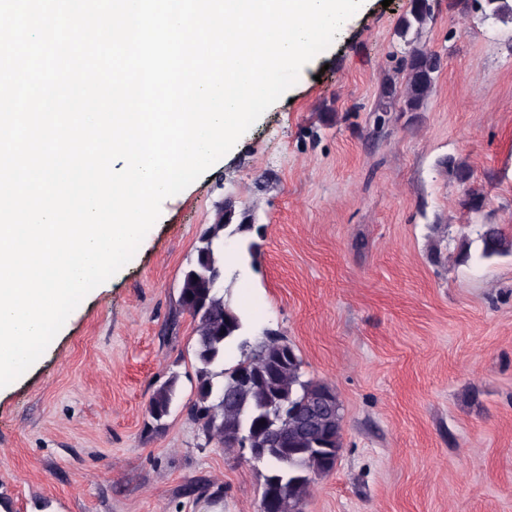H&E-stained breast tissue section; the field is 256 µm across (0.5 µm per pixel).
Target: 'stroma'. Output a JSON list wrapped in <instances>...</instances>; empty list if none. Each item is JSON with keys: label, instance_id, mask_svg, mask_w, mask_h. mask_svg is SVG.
<instances>
[{"label": "stroma", "instance_id": "obj_1", "mask_svg": "<svg viewBox=\"0 0 512 512\" xmlns=\"http://www.w3.org/2000/svg\"><path fill=\"white\" fill-rule=\"evenodd\" d=\"M364 0L225 156L167 198L132 260L0 391V512H258L264 466L205 445L195 323L178 284L226 198L261 227L256 263L224 256L251 344L285 337L343 407V450L303 512H512V23L449 12L419 44L445 67L419 112L375 127L409 0ZM467 164L480 210L439 167ZM178 373L165 428L153 390ZM203 481L208 492L184 494ZM480 242L481 249L478 257L481 260L512 254V233L509 234L499 224H484Z\"/></svg>", "mask_w": 512, "mask_h": 512}]
</instances>
